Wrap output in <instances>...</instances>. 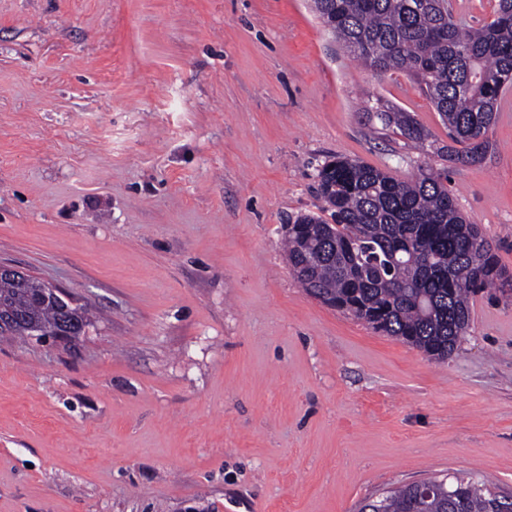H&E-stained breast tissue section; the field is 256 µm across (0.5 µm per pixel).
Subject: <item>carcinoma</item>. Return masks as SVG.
Returning a JSON list of instances; mask_svg holds the SVG:
<instances>
[{"label":"carcinoma","mask_w":512,"mask_h":512,"mask_svg":"<svg viewBox=\"0 0 512 512\" xmlns=\"http://www.w3.org/2000/svg\"><path fill=\"white\" fill-rule=\"evenodd\" d=\"M313 10L373 73L416 80L448 128L451 144L440 152L449 162L478 164L494 152L489 131L512 86V0H498L494 18L478 28L457 17L450 0H313ZM374 112L406 139H427L408 113L379 105ZM316 179L326 216L288 219L285 246L302 287L324 303L440 361L469 329L470 296L512 288L492 243L448 190V168L399 179L336 157L318 166ZM0 303L19 317L9 336H29L61 316L35 289L6 280ZM428 481L430 496L412 483L366 501L360 512H512V498L485 479Z\"/></svg>","instance_id":"carcinoma-1"}]
</instances>
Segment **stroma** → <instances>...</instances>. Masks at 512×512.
<instances>
[{"label":"stroma","mask_w":512,"mask_h":512,"mask_svg":"<svg viewBox=\"0 0 512 512\" xmlns=\"http://www.w3.org/2000/svg\"><path fill=\"white\" fill-rule=\"evenodd\" d=\"M498 109L448 188L512 273V91ZM448 142L309 0H0V264L93 321L0 339V512H358L448 474L512 497V294L475 295L436 362L283 248L328 157L406 178ZM380 100H377V106L371 107V111L376 112V117L388 127H394L399 130L400 134L408 140L423 145L427 139V135L412 120L407 112L396 110L395 108L386 107L387 110L381 109Z\"/></svg>","instance_id":"stroma-1"}]
</instances>
